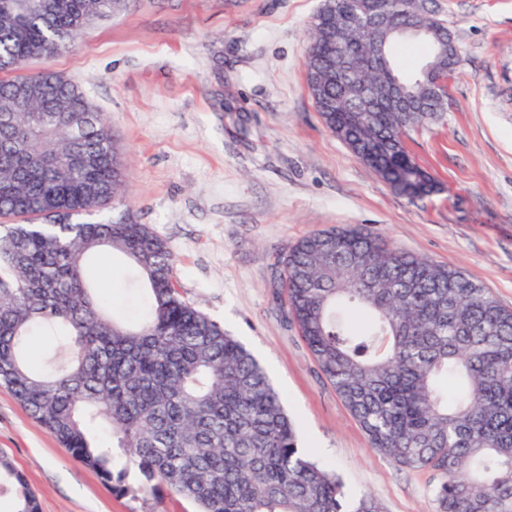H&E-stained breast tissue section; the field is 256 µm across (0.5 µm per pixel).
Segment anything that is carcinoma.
<instances>
[{
    "mask_svg": "<svg viewBox=\"0 0 512 512\" xmlns=\"http://www.w3.org/2000/svg\"><path fill=\"white\" fill-rule=\"evenodd\" d=\"M129 0H0V386L113 491L163 484L199 512H382L346 499L336 474L298 447L281 393L223 326L174 286L169 244L125 210L107 223L80 217L124 197L125 154L103 113L52 71L27 61L68 50L79 32ZM405 8L448 37L434 0ZM387 0H327L311 19L308 90L327 128L392 189L436 190L408 154V131L441 119L432 64L458 69L427 41L412 77L388 66L364 78L404 85L417 108L364 109L340 56L366 54V13ZM121 254L148 297L133 318L107 317L88 259ZM287 315L371 447L436 481L437 512H512V309L459 270L391 246L359 226L291 245L276 270ZM68 339L63 363L37 369L34 328ZM106 421L112 445L92 429ZM138 466L125 484L112 447ZM38 512L24 475L0 459V494Z\"/></svg>",
    "mask_w": 512,
    "mask_h": 512,
    "instance_id": "1",
    "label": "carcinoma"
}]
</instances>
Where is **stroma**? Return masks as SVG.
<instances>
[{
    "label": "stroma",
    "mask_w": 512,
    "mask_h": 512,
    "mask_svg": "<svg viewBox=\"0 0 512 512\" xmlns=\"http://www.w3.org/2000/svg\"><path fill=\"white\" fill-rule=\"evenodd\" d=\"M463 62L441 122L410 131L409 155L439 184L394 192L324 124L306 84L319 0H135L87 25L74 46L28 62L73 81L123 146L126 200L169 242L181 295L224 325L283 394L300 448L382 512H435L432 475L371 448L287 317L275 272L289 245L357 225L463 271L512 308V0H436ZM95 275L134 312L111 256ZM22 471L39 512H196L166 487L113 493L0 388V457Z\"/></svg>",
    "instance_id": "stroma-1"
}]
</instances>
